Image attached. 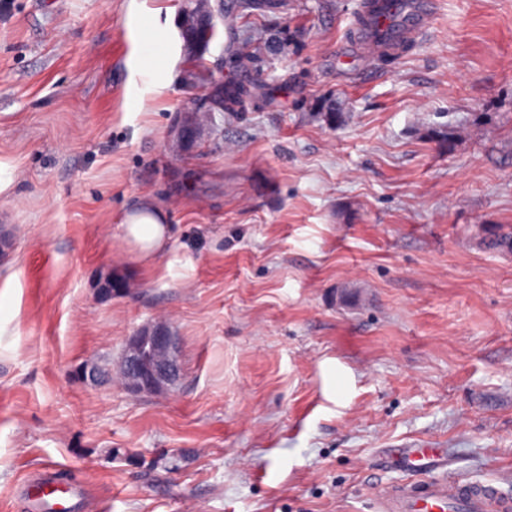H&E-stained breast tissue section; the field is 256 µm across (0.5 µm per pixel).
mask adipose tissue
Instances as JSON below:
<instances>
[{
	"label": "adipose tissue",
	"mask_w": 512,
	"mask_h": 512,
	"mask_svg": "<svg viewBox=\"0 0 512 512\" xmlns=\"http://www.w3.org/2000/svg\"><path fill=\"white\" fill-rule=\"evenodd\" d=\"M136 29V51L129 65L141 78L145 92L163 94L173 83L172 63L166 55L171 48L173 30L155 17L137 21ZM168 229L163 209L146 198L126 214L121 236L133 258L149 265L167 249Z\"/></svg>",
	"instance_id": "adipose-tissue-1"
}]
</instances>
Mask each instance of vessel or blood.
Here are the masks:
<instances>
[{
  "label": "vessel or blood",
  "instance_id": "obj_1",
  "mask_svg": "<svg viewBox=\"0 0 512 512\" xmlns=\"http://www.w3.org/2000/svg\"><path fill=\"white\" fill-rule=\"evenodd\" d=\"M429 24L430 14L418 0H385L378 19L379 30L391 42L420 35ZM391 458L418 471L430 463L445 461L446 456L439 448H412L392 453ZM32 493L47 512H70L72 490L44 482L34 485ZM381 503L384 512H447L451 507L456 512H512V498L496 485L445 478L384 490Z\"/></svg>",
  "mask_w": 512,
  "mask_h": 512
}]
</instances>
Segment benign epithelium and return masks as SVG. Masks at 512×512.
<instances>
[{
  "mask_svg": "<svg viewBox=\"0 0 512 512\" xmlns=\"http://www.w3.org/2000/svg\"><path fill=\"white\" fill-rule=\"evenodd\" d=\"M120 371L135 393H154L173 387L180 380L178 340L165 323L146 326L130 337Z\"/></svg>",
  "mask_w": 512,
  "mask_h": 512,
  "instance_id": "obj_1",
  "label": "benign epithelium"
}]
</instances>
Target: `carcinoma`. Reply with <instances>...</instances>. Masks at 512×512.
Segmentation results:
<instances>
[{
	"label": "carcinoma",
	"instance_id": "carcinoma-1",
	"mask_svg": "<svg viewBox=\"0 0 512 512\" xmlns=\"http://www.w3.org/2000/svg\"><path fill=\"white\" fill-rule=\"evenodd\" d=\"M237 7L249 14L254 12L266 13L272 8L284 7L282 2L274 3L272 0H240ZM213 25L212 9L209 0H185L183 7V21L181 25V38L183 46L188 52L196 69L198 86L206 90L207 112H196L190 115V120L199 128H204L208 122L210 112H229L236 114L244 112L255 100L265 95L264 86L256 83H212L211 71L207 65L205 55L208 52L209 40L206 38L205 26ZM260 50V47L246 41L240 45H232L230 61L243 64L251 54ZM483 247L492 252H512V225L498 224L485 232L482 238Z\"/></svg>",
	"mask_w": 512,
	"mask_h": 512
}]
</instances>
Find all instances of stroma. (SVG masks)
Returning a JSON list of instances; mask_svg holds the SVG:
<instances>
[{
	"instance_id": "obj_1",
	"label": "stroma",
	"mask_w": 512,
	"mask_h": 512,
	"mask_svg": "<svg viewBox=\"0 0 512 512\" xmlns=\"http://www.w3.org/2000/svg\"><path fill=\"white\" fill-rule=\"evenodd\" d=\"M231 2L207 58L271 92L185 148L183 50L139 109L128 66L132 13L180 0H0V512L42 473L78 512H375L412 445L512 497V254L481 244L512 224V0H430L391 56L360 53L363 0ZM233 34L266 44L241 69ZM145 197L172 237L144 267ZM158 320L173 391L83 377ZM129 253L142 265H150L168 247L169 225L163 209L151 199H143L120 224Z\"/></svg>"
}]
</instances>
